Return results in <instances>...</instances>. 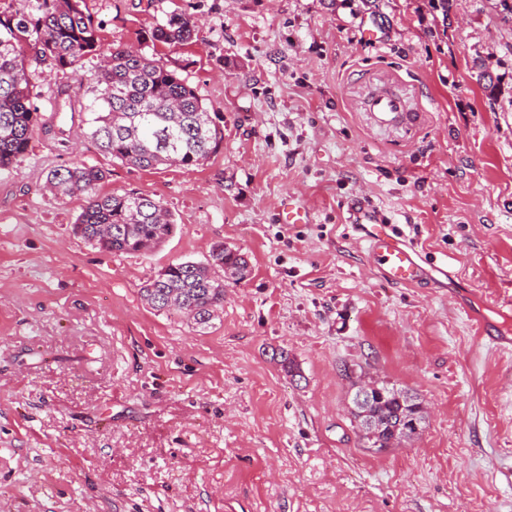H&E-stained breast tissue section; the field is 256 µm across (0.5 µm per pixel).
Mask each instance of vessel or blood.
<instances>
[{"instance_id": "1", "label": "vessel or blood", "mask_w": 512, "mask_h": 512, "mask_svg": "<svg viewBox=\"0 0 512 512\" xmlns=\"http://www.w3.org/2000/svg\"><path fill=\"white\" fill-rule=\"evenodd\" d=\"M362 107L371 123L385 129L413 128L418 116L408 97L397 89L374 88L365 95ZM368 244L369 259L384 280L394 284L415 285L434 282L436 275H447V265L427 269L415 246L407 242L395 225L385 223L379 210L357 203L349 212Z\"/></svg>"}]
</instances>
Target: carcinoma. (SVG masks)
I'll return each mask as SVG.
<instances>
[{
    "instance_id": "carcinoma-1",
    "label": "carcinoma",
    "mask_w": 512,
    "mask_h": 512,
    "mask_svg": "<svg viewBox=\"0 0 512 512\" xmlns=\"http://www.w3.org/2000/svg\"><path fill=\"white\" fill-rule=\"evenodd\" d=\"M21 9L0 15V169H8L29 144L37 123L27 79L25 50L38 47L31 61L73 68L98 52V24L82 9L83 0H23ZM194 20L173 14L156 25L151 41L179 45L191 40ZM84 135L102 152L135 167L202 164L224 139L196 89L159 60L128 46L112 48L88 87ZM101 170L83 163L55 169L47 188L56 198L81 196L85 206L73 233L100 249L146 253L174 231L173 214L138 192L100 196ZM246 256L222 242L212 244L204 262L170 263L143 288L157 311H177L200 330L212 325L224 307V279H246ZM383 396L372 398L369 411L380 421L416 422L425 416L414 396L379 384Z\"/></svg>"
}]
</instances>
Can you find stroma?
Segmentation results:
<instances>
[{
	"label": "stroma",
	"mask_w": 512,
	"mask_h": 512,
	"mask_svg": "<svg viewBox=\"0 0 512 512\" xmlns=\"http://www.w3.org/2000/svg\"><path fill=\"white\" fill-rule=\"evenodd\" d=\"M496 3L453 0L446 23L430 0H85L102 52L160 60L224 140L199 166L123 164L83 136L99 54L29 66L38 124L0 170V512H512V353L463 311L512 326V21ZM173 13L196 20L192 42L148 41ZM393 82L413 130L360 108ZM76 161L104 170L99 194L161 201L165 243L76 237L84 200L44 190ZM290 197L311 223L280 222ZM361 200L447 262V285L387 283L346 222ZM217 241L251 274L207 331L146 303L162 267ZM346 365L417 397L419 434L364 447Z\"/></svg>",
	"instance_id": "stroma-1"
}]
</instances>
